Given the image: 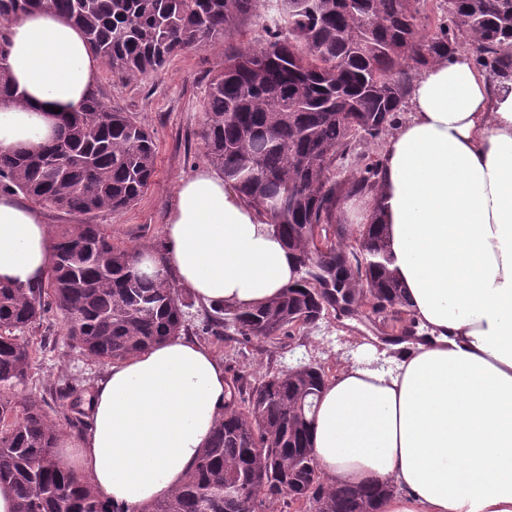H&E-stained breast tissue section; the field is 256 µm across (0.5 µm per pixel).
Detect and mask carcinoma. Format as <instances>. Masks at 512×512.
<instances>
[{"label": "carcinoma", "instance_id": "obj_1", "mask_svg": "<svg viewBox=\"0 0 512 512\" xmlns=\"http://www.w3.org/2000/svg\"><path fill=\"white\" fill-rule=\"evenodd\" d=\"M275 4L279 22L264 28L262 46L224 47L199 137L224 182L294 253L297 280L249 309L213 307L196 326L171 275L138 264L161 247L116 246L96 224L52 236L45 281L0 283V486L12 490L13 512H123L63 465L62 429L41 400L15 399L32 360L20 333L53 309L81 354L103 363L193 330L224 345L233 370L224 412L183 482L138 512H376L393 491L336 484L311 457L330 367L301 358L257 376L241 366L253 347L284 355V339L348 316L350 305L370 307L395 343L414 335L380 209L359 231L343 222L345 201L379 193L378 158L357 146L383 141L416 76L452 53L470 50L490 81H512V0ZM41 8L73 22L112 76L133 81L223 39L258 16L260 0H0L1 101L23 103L7 75L9 26ZM60 124V137L32 153L0 151V191L84 215L137 204L156 171L152 134L97 85ZM229 485L239 494L227 502Z\"/></svg>", "mask_w": 512, "mask_h": 512}]
</instances>
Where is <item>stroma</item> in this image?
I'll use <instances>...</instances> for the list:
<instances>
[{"mask_svg": "<svg viewBox=\"0 0 512 512\" xmlns=\"http://www.w3.org/2000/svg\"><path fill=\"white\" fill-rule=\"evenodd\" d=\"M223 66L224 46L219 43L186 52L158 72L130 82L118 81L106 70H99L96 85L153 132L156 172L139 202L123 211L84 216L38 205L50 233L66 225L88 223L99 225L118 246L132 249L144 243H162L163 226L180 181L208 164L199 138L205 120L203 100L209 79ZM382 333V325L364 308L355 317L321 323L295 353L343 363L358 361L366 356L364 344L376 342ZM24 339L36 355L25 386L18 389L19 395L45 396L44 411L56 423L63 424L67 411L88 420L93 386L105 371V364L81 355L71 346L63 318L56 312L48 313L26 330ZM66 385L76 387L74 400L52 397V389Z\"/></svg>", "mask_w": 512, "mask_h": 512, "instance_id": "stroma-1", "label": "stroma"}]
</instances>
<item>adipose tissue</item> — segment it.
<instances>
[{
	"mask_svg": "<svg viewBox=\"0 0 512 512\" xmlns=\"http://www.w3.org/2000/svg\"><path fill=\"white\" fill-rule=\"evenodd\" d=\"M9 40L25 103H0V149L30 152L86 100L101 63L49 10L18 18ZM409 108L380 156V204L358 209L366 223L381 215L420 334L380 366L341 367L310 443L336 483L395 485L379 512H512V82L461 51L421 71ZM49 244L39 213L0 195V281H43ZM156 264L207 308L265 303L298 277L273 227L206 168L180 182ZM225 388L208 347L169 338L112 364L60 456L101 499L138 512L183 481Z\"/></svg>",
	"mask_w": 512,
	"mask_h": 512,
	"instance_id": "obj_1",
	"label": "adipose tissue"
}]
</instances>
